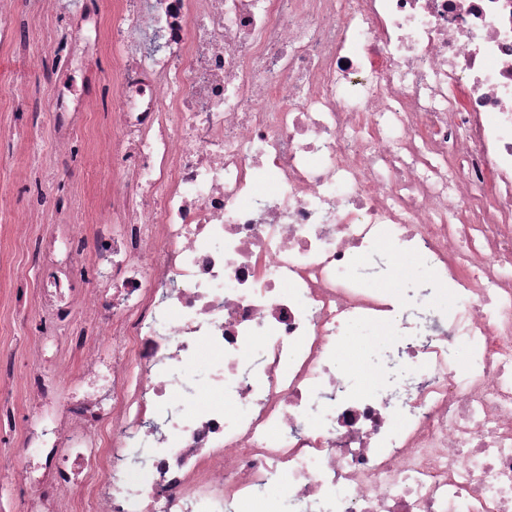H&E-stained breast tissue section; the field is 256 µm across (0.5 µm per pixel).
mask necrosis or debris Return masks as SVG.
Here are the masks:
<instances>
[{"label": "necrosis or debris", "instance_id": "necrosis-or-debris-1", "mask_svg": "<svg viewBox=\"0 0 512 512\" xmlns=\"http://www.w3.org/2000/svg\"><path fill=\"white\" fill-rule=\"evenodd\" d=\"M9 2L19 67L48 10L84 70L43 73L56 162L112 159L106 213L40 190L12 224L39 321L30 365L0 349L21 512H268L274 487L275 512H512V0ZM404 249L426 275L395 295ZM353 322L391 336L363 397ZM97 67L102 79L100 88L97 91L98 111H112V94L108 93V88H112V52L104 55L97 63Z\"/></svg>", "mask_w": 512, "mask_h": 512}]
</instances>
